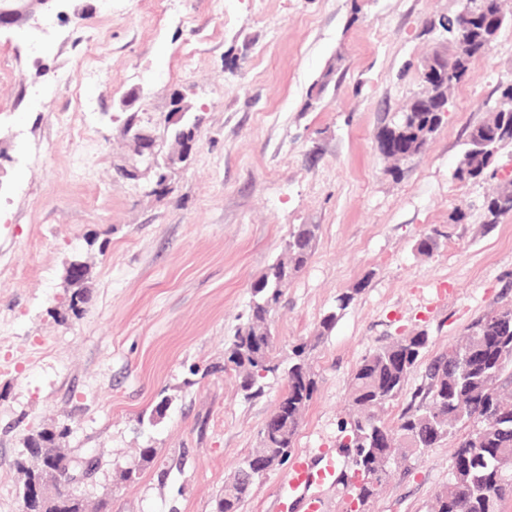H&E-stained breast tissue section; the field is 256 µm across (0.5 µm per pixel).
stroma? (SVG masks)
<instances>
[{
    "label": "stroma",
    "instance_id": "35a3bbf8",
    "mask_svg": "<svg viewBox=\"0 0 512 512\" xmlns=\"http://www.w3.org/2000/svg\"><path fill=\"white\" fill-rule=\"evenodd\" d=\"M463 4L173 0L160 18L137 0H63L64 18L0 30V512L22 510L27 435L63 423V452L99 462L79 485L91 510L104 499L107 512H215L285 387L272 378L245 398L224 348L300 224L318 236L269 319L273 355L285 364L305 345L318 389L293 453L316 462L333 451L336 478L313 493L323 512H353L343 424L362 359L428 336L422 365L381 412L398 427L420 402L425 363L512 305V213L488 224L483 209L512 180V147L482 178L454 177L469 131L512 82V23L452 89L422 153L394 175L377 150L378 131L419 89L420 61L441 47L431 22ZM76 92L91 111L76 112ZM179 104L196 145L160 185L131 132L167 154ZM71 111L74 126L58 124ZM427 234L429 255L417 250ZM77 260L87 274L73 285ZM148 446L155 458L126 477ZM456 446L451 436L392 464L365 512H430ZM289 469L257 479L242 512H277Z\"/></svg>",
    "mask_w": 512,
    "mask_h": 512
}]
</instances>
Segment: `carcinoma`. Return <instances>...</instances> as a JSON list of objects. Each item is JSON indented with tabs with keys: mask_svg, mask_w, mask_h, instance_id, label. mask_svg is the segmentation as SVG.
<instances>
[{
	"mask_svg": "<svg viewBox=\"0 0 512 512\" xmlns=\"http://www.w3.org/2000/svg\"><path fill=\"white\" fill-rule=\"evenodd\" d=\"M495 13V0H481V7L469 12L466 20L457 15L441 23L447 32L452 52L448 60V81L458 85L465 81L473 61L486 55L492 44L485 39L486 21ZM466 31L471 46L465 63H457L456 37ZM442 122L441 113L421 108L406 117L396 116L381 132L384 140L402 144L417 154ZM504 126L508 136L497 140V148L512 145V112H499L485 125ZM476 129L469 131L466 148L454 176L464 182L480 178L493 164L496 154L475 143ZM487 223L496 224L512 211V192L502 190L484 205ZM318 226L300 224L285 242V256L276 259L268 272L253 286V297L246 321L240 324L224 353V368L234 370L246 398L261 396L264 381L276 374L280 364L269 351L264 328L270 313L277 307L282 288L298 273L311 256ZM429 337L423 333L404 336L381 347L356 367L352 375L350 400L355 416L349 422L350 447L355 451V467L365 469L371 456L358 446L360 439L372 443L377 453H392L390 428L375 414V409L395 400L402 393L411 372L417 367ZM512 380V306L487 314L474 321L469 334L436 357L428 367L424 400L401 417L398 430L405 436L409 450H422L452 436L465 423L481 433V441L471 440L467 431L458 438L448 483L436 498L434 512H501L505 499L512 498V404L501 397L504 378ZM285 389L273 414L288 422V429L277 426L262 428L259 447L286 461L292 454L301 416L317 391V382L306 360L305 347L293 350L285 372ZM45 456L57 460L56 494L65 496L72 490L71 462L61 456L57 442L66 433H36ZM245 458L232 481L224 484V498L219 512H241L252 486L242 480ZM382 481L353 484L354 499L363 506L377 494Z\"/></svg>",
	"mask_w": 512,
	"mask_h": 512,
	"instance_id": "1",
	"label": "carcinoma"
}]
</instances>
